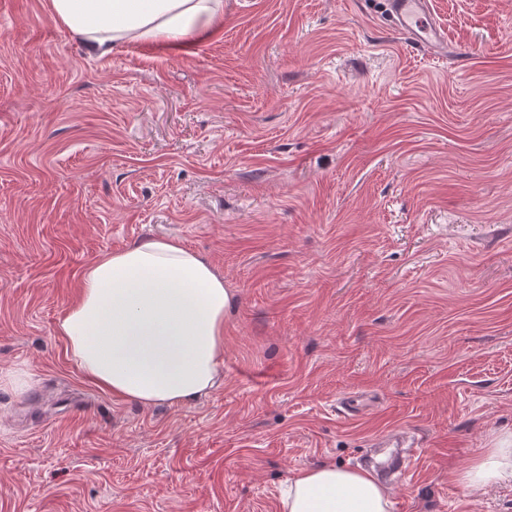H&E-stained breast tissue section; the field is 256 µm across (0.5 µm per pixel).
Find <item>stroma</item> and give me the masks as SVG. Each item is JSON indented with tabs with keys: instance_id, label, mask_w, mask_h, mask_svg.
<instances>
[{
	"instance_id": "obj_1",
	"label": "stroma",
	"mask_w": 512,
	"mask_h": 512,
	"mask_svg": "<svg viewBox=\"0 0 512 512\" xmlns=\"http://www.w3.org/2000/svg\"><path fill=\"white\" fill-rule=\"evenodd\" d=\"M224 0L201 38L89 55L0 0V512H279L323 464L419 455L391 512H512L457 474L512 432V0ZM177 238L233 294L207 395L147 408L56 333L82 271ZM366 404L341 412V398ZM386 11L397 30L433 53L448 48L443 30L435 22L427 0H388ZM416 444L414 440L407 434V432L404 431H395L390 434L387 443L383 445L384 448H399V451L394 453L389 457L386 463L380 468L382 470H385L389 468V466L394 462L398 461L399 466L402 467V465L406 462V466L404 468V471L406 472L409 466H412L413 462L415 461L416 454H417V448H414Z\"/></svg>"
}]
</instances>
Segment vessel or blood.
I'll use <instances>...</instances> for the list:
<instances>
[{
    "label": "vessel or blood",
    "instance_id": "obj_1",
    "mask_svg": "<svg viewBox=\"0 0 512 512\" xmlns=\"http://www.w3.org/2000/svg\"><path fill=\"white\" fill-rule=\"evenodd\" d=\"M386 11L394 28L413 42L434 53L447 50L448 42L432 16L429 0H387ZM387 445L395 450L394 460L401 463L414 462L415 442L407 432L391 433Z\"/></svg>",
    "mask_w": 512,
    "mask_h": 512
}]
</instances>
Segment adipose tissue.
I'll use <instances>...</instances> for the list:
<instances>
[{
  "mask_svg": "<svg viewBox=\"0 0 512 512\" xmlns=\"http://www.w3.org/2000/svg\"><path fill=\"white\" fill-rule=\"evenodd\" d=\"M53 18L90 51L120 43L201 36L223 0H51ZM232 293L224 279L174 238H148L103 254L56 332L84 376L113 396L177 406L210 392L224 363ZM480 490L512 480V435L497 439L457 476ZM387 489L367 471L321 465L297 471L280 512H390Z\"/></svg>",
  "mask_w": 512,
  "mask_h": 512,
  "instance_id": "obj_1",
  "label": "adipose tissue"
}]
</instances>
